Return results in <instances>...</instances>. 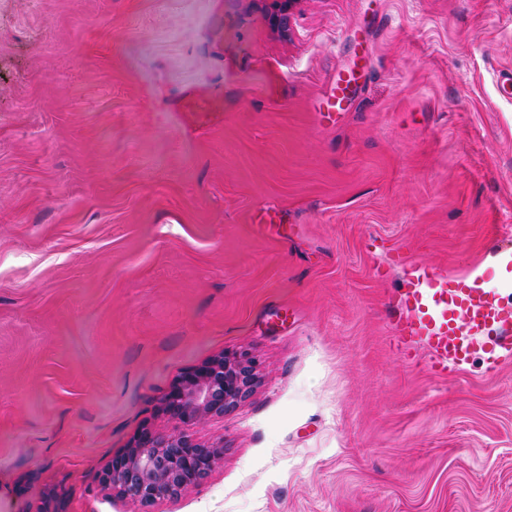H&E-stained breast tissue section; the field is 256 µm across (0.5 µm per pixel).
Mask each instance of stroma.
Segmentation results:
<instances>
[{"mask_svg": "<svg viewBox=\"0 0 512 512\" xmlns=\"http://www.w3.org/2000/svg\"><path fill=\"white\" fill-rule=\"evenodd\" d=\"M272 11L0 0V512H134L101 473L242 352L185 429L223 462L151 512H512V359L393 332L412 265L512 295V0ZM258 379L253 357L224 353L188 371L164 396L161 410L182 425L224 417L250 396Z\"/></svg>", "mask_w": 512, "mask_h": 512, "instance_id": "1", "label": "stroma"}]
</instances>
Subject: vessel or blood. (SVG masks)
Segmentation results:
<instances>
[{
  "label": "vessel or blood",
  "instance_id": "1",
  "mask_svg": "<svg viewBox=\"0 0 512 512\" xmlns=\"http://www.w3.org/2000/svg\"><path fill=\"white\" fill-rule=\"evenodd\" d=\"M398 303L406 317L397 324V334L406 343L426 344L434 373L475 355L512 354V301H503L477 280L413 267Z\"/></svg>",
  "mask_w": 512,
  "mask_h": 512
}]
</instances>
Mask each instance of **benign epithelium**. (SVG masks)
<instances>
[{
    "instance_id": "benign-epithelium-1",
    "label": "benign epithelium",
    "mask_w": 512,
    "mask_h": 512,
    "mask_svg": "<svg viewBox=\"0 0 512 512\" xmlns=\"http://www.w3.org/2000/svg\"><path fill=\"white\" fill-rule=\"evenodd\" d=\"M298 0H275L271 23L284 29ZM256 360L247 353H224L188 371L164 396L162 412L182 425H193L236 408L254 391ZM224 458V445L204 446L183 433L143 428L100 477L120 498L147 508L175 500L197 487Z\"/></svg>"
}]
</instances>
